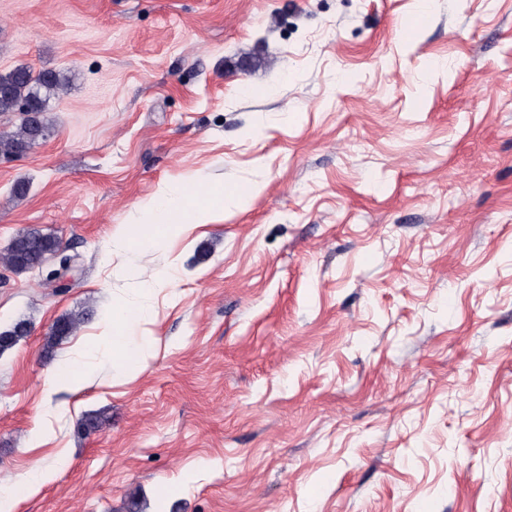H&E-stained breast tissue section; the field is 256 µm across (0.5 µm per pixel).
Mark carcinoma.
<instances>
[{"mask_svg":"<svg viewBox=\"0 0 512 512\" xmlns=\"http://www.w3.org/2000/svg\"><path fill=\"white\" fill-rule=\"evenodd\" d=\"M68 85V78L52 70L33 74L26 66H19L7 73H0V113L18 112L20 123L12 130L0 131V155L13 156L25 153L47 136L44 122L46 99L42 92H58ZM56 237L36 228L18 233L7 250L0 254V263L16 273L35 268V264L53 252ZM90 311L80 310L62 315L55 321L51 331L44 337L43 352L51 356L57 347L72 336L88 320ZM29 326L25 320L17 321L10 329L0 332V354L13 348L27 333L21 328Z\"/></svg>","mask_w":512,"mask_h":512,"instance_id":"obj_1","label":"carcinoma"}]
</instances>
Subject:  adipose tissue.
<instances>
[{
    "label": "adipose tissue",
    "mask_w": 512,
    "mask_h": 512,
    "mask_svg": "<svg viewBox=\"0 0 512 512\" xmlns=\"http://www.w3.org/2000/svg\"><path fill=\"white\" fill-rule=\"evenodd\" d=\"M199 191L190 184L168 188L148 202L140 213L141 223L151 225V233L142 235L139 246H152L167 230L175 214H182L191 224H204L213 215L215 207L227 206L234 201L233 192L216 189L211 191V206H198ZM147 311L126 306L123 302L112 305V326L101 336L103 345L112 350V373L126 376L141 368L147 358V345L134 337V329L146 320Z\"/></svg>",
    "instance_id": "adipose-tissue-1"
}]
</instances>
